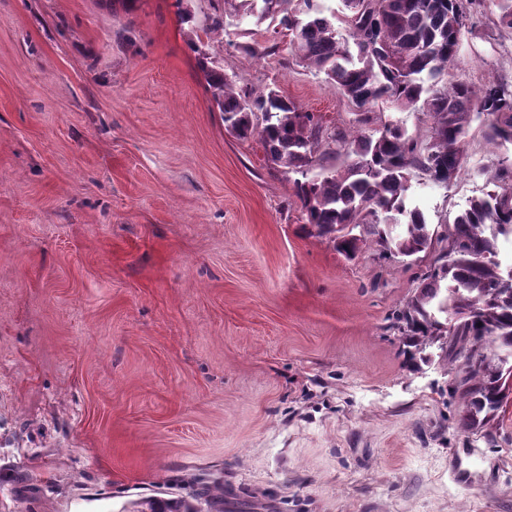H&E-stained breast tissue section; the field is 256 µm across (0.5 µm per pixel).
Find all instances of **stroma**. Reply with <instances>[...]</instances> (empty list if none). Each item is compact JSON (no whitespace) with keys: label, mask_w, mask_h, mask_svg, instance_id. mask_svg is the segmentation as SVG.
<instances>
[{"label":"stroma","mask_w":512,"mask_h":512,"mask_svg":"<svg viewBox=\"0 0 512 512\" xmlns=\"http://www.w3.org/2000/svg\"><path fill=\"white\" fill-rule=\"evenodd\" d=\"M211 4L0 0V512H124L201 472L279 512H512V396L492 437L460 428L452 373L388 328L420 264L303 233L199 53L329 126L351 107L288 46L251 55L265 28L192 32ZM494 20L457 80L512 85ZM483 126L468 176L414 185L431 223L483 189Z\"/></svg>","instance_id":"35a3bbf8"}]
</instances>
